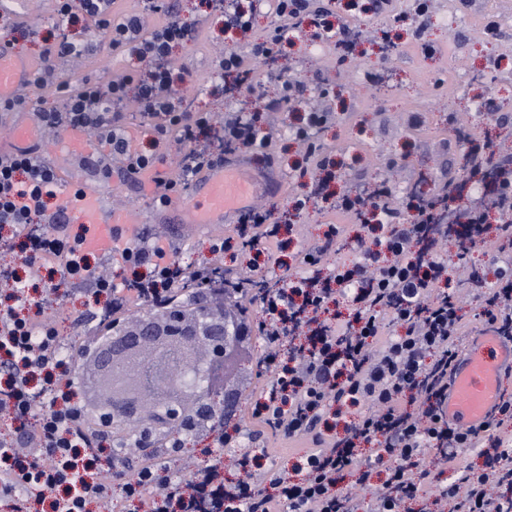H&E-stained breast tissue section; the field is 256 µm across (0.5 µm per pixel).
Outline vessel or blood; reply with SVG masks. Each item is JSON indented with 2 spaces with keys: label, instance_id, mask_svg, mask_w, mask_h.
I'll return each mask as SVG.
<instances>
[{
  "label": "vessel or blood",
  "instance_id": "vessel-or-blood-1",
  "mask_svg": "<svg viewBox=\"0 0 512 512\" xmlns=\"http://www.w3.org/2000/svg\"><path fill=\"white\" fill-rule=\"evenodd\" d=\"M33 66L14 54L0 50V100L13 97ZM37 136L36 117L22 112L10 122V134L0 138V157L28 147ZM259 179L237 165H224L201 175L192 185V199L173 205L178 223L195 230H215L232 223L239 210L256 194ZM71 219L88 227L84 248L111 254L112 234L138 224L139 217L129 207L106 205L99 191L86 188L85 194L70 209ZM512 373V340L491 330L466 338L448 383L449 422L476 426L494 415L502 402L504 380Z\"/></svg>",
  "mask_w": 512,
  "mask_h": 512
}]
</instances>
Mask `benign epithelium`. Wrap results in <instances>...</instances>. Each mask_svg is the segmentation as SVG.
Instances as JSON below:
<instances>
[{"mask_svg":"<svg viewBox=\"0 0 512 512\" xmlns=\"http://www.w3.org/2000/svg\"><path fill=\"white\" fill-rule=\"evenodd\" d=\"M241 346L234 315H217L207 302L118 323L94 410L114 429L143 432L225 415L236 401L228 371Z\"/></svg>","mask_w":512,"mask_h":512,"instance_id":"7a95c632","label":"benign epithelium"}]
</instances>
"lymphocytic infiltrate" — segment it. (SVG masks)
I'll return each instance as SVG.
<instances>
[{
    "mask_svg": "<svg viewBox=\"0 0 512 512\" xmlns=\"http://www.w3.org/2000/svg\"><path fill=\"white\" fill-rule=\"evenodd\" d=\"M115 0H56L60 23L76 18L108 30L113 50L133 55L143 71L123 72L101 81L73 86L60 75V62L91 52L90 43L68 33L45 44L33 82L52 84L59 94L50 108H30L23 94L0 105V112L33 109L41 137H59L69 128L106 142L121 157L132 177L165 164L163 153L131 151L125 138L123 105L135 100L141 116L152 119L157 142L176 139L184 150L176 173L159 179L157 207L196 175L222 166L226 156L265 149L269 134L253 118L240 114L217 117L189 111L173 103L170 53L174 45L196 41L199 31L182 22L163 0H145L146 11L162 15L161 25L146 29L145 13L113 14ZM283 20L250 49L254 57L279 53L289 33L312 28L334 39L339 50L349 47L345 26H333L315 0H278ZM330 113H308L304 125L291 129L304 145L314 168H300L313 189L324 181V164L316 132ZM61 180L55 166L38 148L28 147L9 163H0V417L17 424L18 434L0 433V501L12 512H101L121 489L130 501L148 500V512H400L404 498L430 495L431 512H512V394L497 412L477 427L449 422L445 413L448 377L458 347L468 333L453 299L455 277L442 244L449 225L472 230L486 226L490 214L503 216L501 236L512 238V162L497 165L492 186L483 188L462 213L437 210L435 202L415 194L407 201L413 222H402L383 199L382 191L345 193L341 210L359 223L380 229L371 243H360L353 264L336 265L323 274L324 256L334 253L345 233L329 225L314 249L306 251L304 272L282 268L271 245L281 226L273 210L248 206L238 214L246 243L262 248L267 266L277 269L273 283L254 296L259 318L239 303L246 281L224 266V243L214 240L203 264H182L175 249H164L149 233L125 242L124 263L145 268L115 282L104 273L108 258L88 262L82 236L67 232L65 205L47 212ZM64 256L56 265L58 281L43 280L47 258ZM202 284L215 308H230L244 335L265 342L259 361L267 381L255 400L251 417L284 440L302 442L289 471L261 467L256 456L215 455L201 468L177 477L169 457L146 462L126 459L122 470L103 466L107 431L91 422V410L76 401L85 354L111 336L116 316L125 314L129 299L160 312L187 303L195 284ZM484 326L512 339V261L502 260L495 281L480 280ZM86 290L104 297L101 308L72 307L71 292ZM80 329L71 342L60 334L62 323ZM399 333L385 335V323ZM358 409L333 433L329 416ZM479 448L484 462L476 467L458 454ZM434 466H427V456ZM243 476L226 481L227 470ZM385 473L383 485L374 474ZM354 475L358 494H341L347 475ZM500 493H490L491 484Z\"/></svg>",
    "mask_w": 512,
    "mask_h": 512,
    "instance_id": "f902f5d3",
    "label": "lymphocytic infiltrate"
}]
</instances>
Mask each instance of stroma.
Masks as SVG:
<instances>
[{
    "mask_svg": "<svg viewBox=\"0 0 512 512\" xmlns=\"http://www.w3.org/2000/svg\"><path fill=\"white\" fill-rule=\"evenodd\" d=\"M371 2L320 0L331 20L347 21L359 35L355 51L345 61L337 60L334 43L306 31L275 57L248 59L253 71L251 84L236 91L230 102L237 109L248 110L259 100L277 98L292 72L307 84L309 92L328 89V105L336 119L323 128L321 143L324 153L338 164L332 191L369 189L384 180L392 190V204L398 208L409 192L420 190L436 197L444 194L449 183L463 182L460 147L448 126L449 113H461L473 138L512 142V104H502L506 98L512 101V0H430V9L423 16L417 15L414 0H390L381 12L375 11ZM171 3L186 23L202 20L207 24L206 37L173 51L175 67L183 76L176 89L184 93L191 109L224 112L229 101L216 61L229 49L247 51L251 43L281 25L275 0H263L251 31L244 36L225 30L224 16L212 0ZM452 7L459 15L453 25L448 22ZM54 9V0H21L12 13L28 20L33 30H12L8 19L0 18V45L10 44L14 55L38 63L43 39L58 32ZM490 13L495 16L492 34L479 22ZM72 34L91 41L95 52L63 64V75L71 82L104 80L131 66V58L113 51L108 35L99 28L78 26ZM388 39L395 44L389 53L383 50ZM371 72L380 73L377 84L367 81ZM307 110V105L297 101L281 105L273 114L282 129L280 138L264 151L238 156L255 174L282 181L277 195L269 198L257 193L254 203L273 208L283 226L281 259L294 270L299 269L303 253L319 242L326 225H345L336 259L346 264L357 260L356 241L363 233L361 225L346 220L324 201L311 199L302 211L292 208L294 198L308 196L311 190L292 169L294 162L304 161L305 156L289 132ZM49 149L50 158L63 169V186L77 181L96 186L112 205L134 208L143 218L141 230L171 236L183 262L206 259L210 236L196 234L188 226L172 234L165 225L153 223L156 206L148 183L125 177L117 169L101 180L85 168L84 159L107 153V146L88 137L75 152L59 140L50 143ZM219 235L227 244L226 267L246 270L249 279L258 284L272 278L263 257L245 245L236 225H225ZM262 345L257 336L249 337L245 344L246 353L236 372L239 401L234 424L252 451L268 448L269 464L286 470L291 466L289 443L274 441L268 430L250 418L251 403L265 383L256 370Z\"/></svg>",
    "mask_w": 512,
    "mask_h": 512,
    "instance_id": "stroma-1",
    "label": "stroma"
}]
</instances>
